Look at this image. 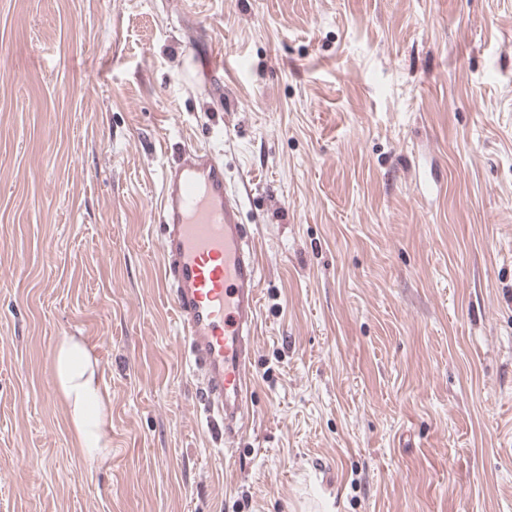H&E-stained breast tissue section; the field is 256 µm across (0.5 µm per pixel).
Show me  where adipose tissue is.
Segmentation results:
<instances>
[{
  "label": "adipose tissue",
  "instance_id": "adipose-tissue-1",
  "mask_svg": "<svg viewBox=\"0 0 512 512\" xmlns=\"http://www.w3.org/2000/svg\"><path fill=\"white\" fill-rule=\"evenodd\" d=\"M51 375L78 448L89 467H101L112 450V400L99 375L97 359L83 337L65 336L56 342Z\"/></svg>",
  "mask_w": 512,
  "mask_h": 512
}]
</instances>
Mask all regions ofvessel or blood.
I'll return each instance as SVG.
<instances>
[{"instance_id": "1", "label": "vessel or blood", "mask_w": 512, "mask_h": 512, "mask_svg": "<svg viewBox=\"0 0 512 512\" xmlns=\"http://www.w3.org/2000/svg\"><path fill=\"white\" fill-rule=\"evenodd\" d=\"M150 213L159 214L162 284L176 334L201 383V398L225 448L249 419L260 319L261 257L224 161L186 145L164 171Z\"/></svg>"}]
</instances>
